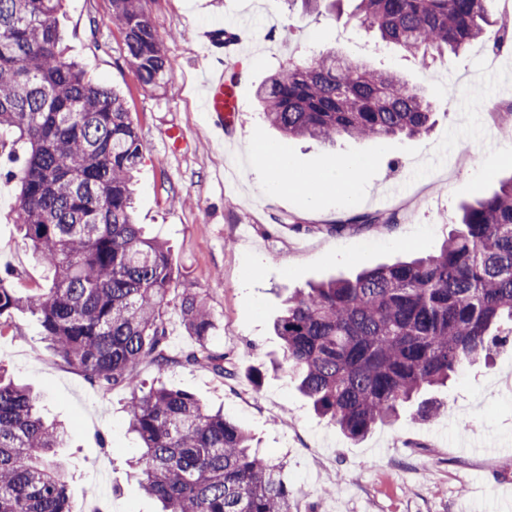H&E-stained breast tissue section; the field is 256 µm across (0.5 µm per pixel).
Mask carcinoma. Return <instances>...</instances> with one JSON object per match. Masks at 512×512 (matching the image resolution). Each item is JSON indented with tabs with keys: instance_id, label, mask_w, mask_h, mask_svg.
<instances>
[{
	"instance_id": "obj_1",
	"label": "carcinoma",
	"mask_w": 512,
	"mask_h": 512,
	"mask_svg": "<svg viewBox=\"0 0 512 512\" xmlns=\"http://www.w3.org/2000/svg\"><path fill=\"white\" fill-rule=\"evenodd\" d=\"M63 0H0V151L23 143L17 225L51 273L25 297L0 277V317L37 316L50 348L99 392L129 394L131 460L144 494L162 512H291L282 462L251 446L241 423L193 394L145 387L136 367L163 373L206 365L232 379L210 347L214 316L195 293L175 296L194 344L174 355L165 318L176 279L167 243L133 219L142 158L123 98L65 57ZM147 0H112L127 62L159 87L174 66ZM352 16L423 65L479 39L492 0H352ZM263 118L288 137L333 145L342 137H421L435 105L403 76L334 52L288 63L257 87ZM282 362L314 411L353 442L413 407L426 422L442 404L423 399L460 369L488 361L512 337V176L462 209L436 255L309 285L274 322ZM62 424L0 365V512H70L57 459Z\"/></svg>"
}]
</instances>
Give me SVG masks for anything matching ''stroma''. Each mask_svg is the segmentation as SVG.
I'll list each match as a JSON object with an SVG mask.
<instances>
[{"mask_svg":"<svg viewBox=\"0 0 512 512\" xmlns=\"http://www.w3.org/2000/svg\"><path fill=\"white\" fill-rule=\"evenodd\" d=\"M147 9L174 64L159 88L142 86L126 61L124 34L111 23L112 0H64L63 45L93 80L113 87L139 134L142 163L134 180L135 219L171 248L175 288L202 296L212 311L215 345L235 364L232 379L207 368L174 367L158 381L192 393L242 421L261 452L284 459L292 512H512V349L491 366L464 368L441 392V412L422 424L402 412L363 441L346 439L316 415L291 375L275 368L282 342L273 322L297 289L333 276L438 253L462 205L494 191L512 169V43L494 48L496 26L444 62L416 65L404 50L383 45L351 18L301 0H148ZM245 27L254 44L241 64L239 110L223 135L204 107L205 75L219 59L211 30ZM333 50L395 70L434 101L435 124L423 138H345L329 148L280 135L255 107V89L289 58ZM184 143L171 150L167 134ZM259 142L282 148L296 173L341 159L362 161L349 192L311 194L273 189L251 151ZM14 157L0 158V272L18 295L47 287L49 272L33 257L16 225L19 193ZM369 213L383 225L361 230L350 217ZM345 222L338 234L324 224ZM314 224V233L297 224ZM0 363L39 398L42 415L66 424L58 455L66 465L71 512H158L128 466L139 441L131 432L122 390L102 395L55 356L36 316L0 319ZM264 374L261 386L252 369Z\"/></svg>","mask_w":512,"mask_h":512,"instance_id":"1","label":"stroma"}]
</instances>
